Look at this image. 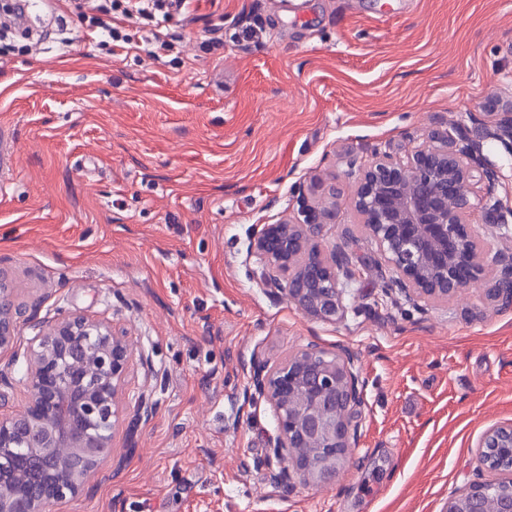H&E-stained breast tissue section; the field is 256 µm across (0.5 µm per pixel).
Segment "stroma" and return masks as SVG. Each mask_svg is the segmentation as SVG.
I'll list each match as a JSON object with an SVG mask.
<instances>
[{
    "label": "stroma",
    "mask_w": 512,
    "mask_h": 512,
    "mask_svg": "<svg viewBox=\"0 0 512 512\" xmlns=\"http://www.w3.org/2000/svg\"><path fill=\"white\" fill-rule=\"evenodd\" d=\"M42 0L0 40V284L27 307L0 349V406L23 405L33 324L81 313L126 332L135 360L118 429L87 493L52 512H445L482 478L477 443L512 422V309L470 289L429 306L392 273L347 198L324 227L356 272L341 322L263 287L248 252L295 208L297 184L336 177L432 130L483 139L512 110V0H192L157 28L113 13L129 42ZM173 44L154 59L156 31ZM224 50L200 51L207 36ZM349 348L366 382L355 460L319 490L271 483L276 421L245 402L254 354Z\"/></svg>",
    "instance_id": "1"
}]
</instances>
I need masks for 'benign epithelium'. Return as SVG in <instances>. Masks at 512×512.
<instances>
[{
    "label": "benign epithelium",
    "instance_id": "benign-epithelium-1",
    "mask_svg": "<svg viewBox=\"0 0 512 512\" xmlns=\"http://www.w3.org/2000/svg\"><path fill=\"white\" fill-rule=\"evenodd\" d=\"M486 137L512 155V113ZM501 176L485 166L467 131H435L404 157L374 152L351 184V203L363 232L376 245L401 292L425 303H446L492 274L488 297L512 307V246L486 252L472 234L467 214L473 198L485 223L506 224L512 209L496 191ZM301 220L266 224L251 253L262 264L261 285L273 287L312 320L334 323L348 311V272L340 250L319 239L336 219L329 206L306 203L298 188ZM27 309L0 287V349L9 347ZM22 377L24 406L0 413V512H50L56 503L82 496L120 423L122 385L133 361L125 336L105 320L81 314L33 325ZM365 381L354 355L315 344L276 364L255 356L246 401L263 399L274 412L267 464L273 482L315 488L335 484L350 465L362 421ZM497 448L512 458V423L488 428L478 443L483 469ZM49 455L55 462L41 493L33 492L16 467ZM446 512H512V486L495 489L481 479L459 488Z\"/></svg>",
    "mask_w": 512,
    "mask_h": 512
}]
</instances>
